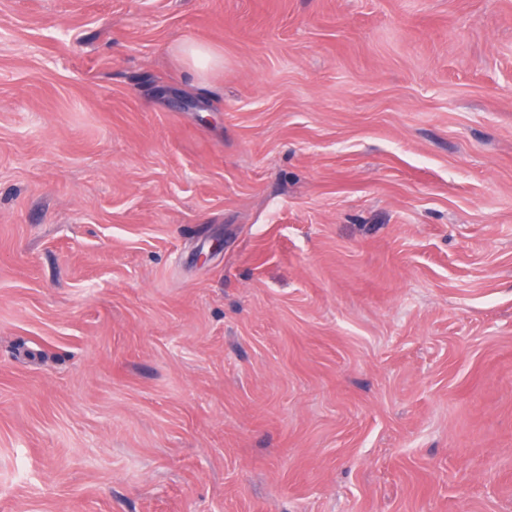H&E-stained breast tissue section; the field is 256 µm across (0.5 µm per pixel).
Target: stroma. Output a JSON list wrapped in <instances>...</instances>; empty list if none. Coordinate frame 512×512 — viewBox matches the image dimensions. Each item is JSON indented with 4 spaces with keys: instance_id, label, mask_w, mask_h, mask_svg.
<instances>
[{
    "instance_id": "obj_1",
    "label": "stroma",
    "mask_w": 512,
    "mask_h": 512,
    "mask_svg": "<svg viewBox=\"0 0 512 512\" xmlns=\"http://www.w3.org/2000/svg\"><path fill=\"white\" fill-rule=\"evenodd\" d=\"M0 512H512V0H0ZM183 60L199 76H204L210 71L221 68L224 58L210 47L185 44L179 48Z\"/></svg>"
}]
</instances>
